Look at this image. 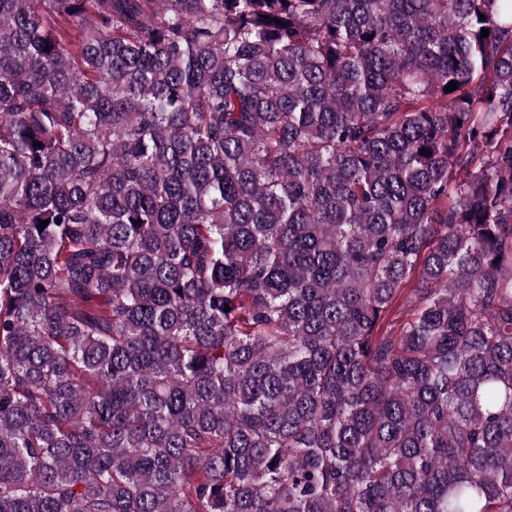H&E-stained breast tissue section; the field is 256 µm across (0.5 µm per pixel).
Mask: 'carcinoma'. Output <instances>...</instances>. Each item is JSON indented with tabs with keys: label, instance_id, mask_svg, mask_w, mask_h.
I'll return each mask as SVG.
<instances>
[{
	"label": "carcinoma",
	"instance_id": "carcinoma-1",
	"mask_svg": "<svg viewBox=\"0 0 512 512\" xmlns=\"http://www.w3.org/2000/svg\"><path fill=\"white\" fill-rule=\"evenodd\" d=\"M0 512H512V0H0Z\"/></svg>",
	"mask_w": 512,
	"mask_h": 512
}]
</instances>
